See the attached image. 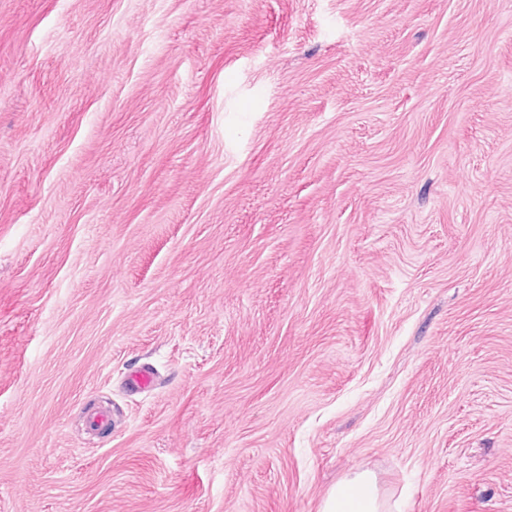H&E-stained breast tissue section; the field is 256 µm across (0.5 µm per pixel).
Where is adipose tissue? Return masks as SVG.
<instances>
[{
	"instance_id": "adipose-tissue-1",
	"label": "adipose tissue",
	"mask_w": 512,
	"mask_h": 512,
	"mask_svg": "<svg viewBox=\"0 0 512 512\" xmlns=\"http://www.w3.org/2000/svg\"><path fill=\"white\" fill-rule=\"evenodd\" d=\"M372 472L359 471L339 482L326 496L321 512H396Z\"/></svg>"
}]
</instances>
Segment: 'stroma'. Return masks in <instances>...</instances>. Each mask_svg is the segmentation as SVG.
Segmentation results:
<instances>
[{"mask_svg": "<svg viewBox=\"0 0 512 512\" xmlns=\"http://www.w3.org/2000/svg\"><path fill=\"white\" fill-rule=\"evenodd\" d=\"M362 470L512 512V0H0V512Z\"/></svg>", "mask_w": 512, "mask_h": 512, "instance_id": "1", "label": "stroma"}]
</instances>
